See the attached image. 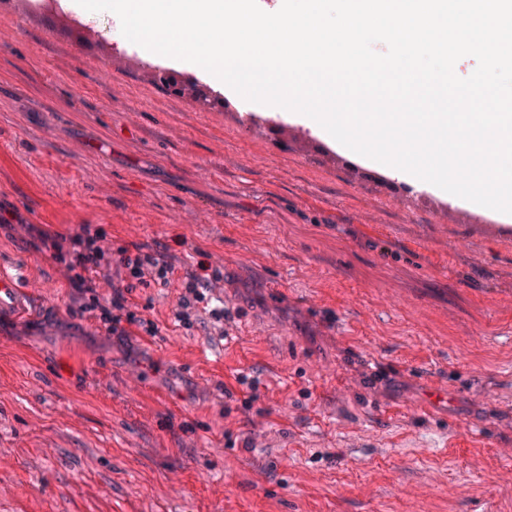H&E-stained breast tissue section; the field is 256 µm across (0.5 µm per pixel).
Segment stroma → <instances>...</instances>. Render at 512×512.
<instances>
[{"label": "stroma", "instance_id": "1", "mask_svg": "<svg viewBox=\"0 0 512 512\" xmlns=\"http://www.w3.org/2000/svg\"><path fill=\"white\" fill-rule=\"evenodd\" d=\"M116 45L62 0L0 11V212L164 246L177 275L135 294L159 336H109L0 230L35 303L0 317V512H512V222ZM204 266L229 318L179 327Z\"/></svg>", "mask_w": 512, "mask_h": 512}]
</instances>
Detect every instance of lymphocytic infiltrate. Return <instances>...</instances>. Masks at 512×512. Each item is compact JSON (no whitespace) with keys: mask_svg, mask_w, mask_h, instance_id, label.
<instances>
[{"mask_svg":"<svg viewBox=\"0 0 512 512\" xmlns=\"http://www.w3.org/2000/svg\"><path fill=\"white\" fill-rule=\"evenodd\" d=\"M30 246L48 253L63 271L74 290V311L97 324L113 336L155 337L157 323L140 314L134 291L154 285H166L174 277L176 267L164 248L141 246L112 250L106 231L96 224H82L68 233H51L38 224L17 222ZM111 285L109 296H102L101 284ZM209 283L192 276L183 282L184 293L175 320L183 328H191L201 306H208L215 323H223V307L212 305Z\"/></svg>","mask_w":512,"mask_h":512,"instance_id":"obj_1","label":"lymphocytic infiltrate"}]
</instances>
